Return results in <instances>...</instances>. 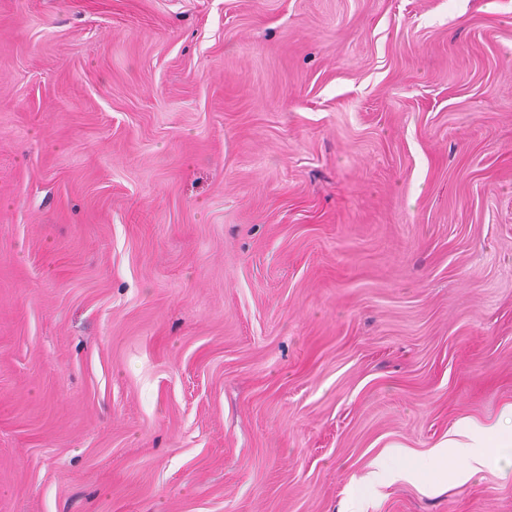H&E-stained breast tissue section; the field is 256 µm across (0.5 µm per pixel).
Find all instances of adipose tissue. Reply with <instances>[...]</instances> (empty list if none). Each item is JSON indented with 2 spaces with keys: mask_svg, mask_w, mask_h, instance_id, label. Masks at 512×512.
<instances>
[{
  "mask_svg": "<svg viewBox=\"0 0 512 512\" xmlns=\"http://www.w3.org/2000/svg\"><path fill=\"white\" fill-rule=\"evenodd\" d=\"M451 448L458 451L455 479L467 482L488 466L494 454L502 450L512 452V427L486 426L472 419L463 420L447 443L435 446L432 453L435 459L442 460Z\"/></svg>",
  "mask_w": 512,
  "mask_h": 512,
  "instance_id": "adipose-tissue-1",
  "label": "adipose tissue"
}]
</instances>
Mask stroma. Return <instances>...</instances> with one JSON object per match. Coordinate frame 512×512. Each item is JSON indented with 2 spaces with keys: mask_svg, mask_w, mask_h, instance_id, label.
Wrapping results in <instances>:
<instances>
[{
  "mask_svg": "<svg viewBox=\"0 0 512 512\" xmlns=\"http://www.w3.org/2000/svg\"><path fill=\"white\" fill-rule=\"evenodd\" d=\"M510 402L512 0H0V512H512ZM448 444H440L431 449L435 459L446 458L448 448L458 449V466L455 480L465 483L488 466L494 454L502 450L512 452V427L503 428L500 424L483 425L472 419H464L450 433ZM493 437L491 446L486 444V438Z\"/></svg>",
  "mask_w": 512,
  "mask_h": 512,
  "instance_id": "stroma-1",
  "label": "stroma"
}]
</instances>
